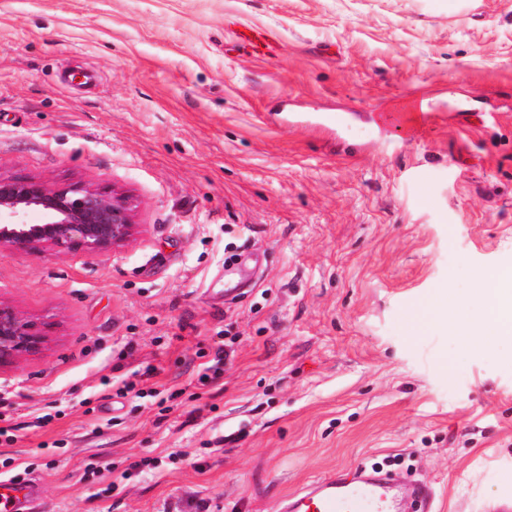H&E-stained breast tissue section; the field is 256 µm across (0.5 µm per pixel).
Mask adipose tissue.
<instances>
[{"label": "adipose tissue", "instance_id": "1", "mask_svg": "<svg viewBox=\"0 0 512 512\" xmlns=\"http://www.w3.org/2000/svg\"><path fill=\"white\" fill-rule=\"evenodd\" d=\"M474 282L472 300L479 313L466 327L464 342L469 349L482 351L512 337V269L476 272ZM457 304V296L448 289H435L410 318V331L417 334L430 327H456Z\"/></svg>", "mask_w": 512, "mask_h": 512}]
</instances>
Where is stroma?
Listing matches in <instances>:
<instances>
[{
    "mask_svg": "<svg viewBox=\"0 0 512 512\" xmlns=\"http://www.w3.org/2000/svg\"><path fill=\"white\" fill-rule=\"evenodd\" d=\"M0 174L115 187L138 226L0 248L48 338L0 369L36 512H272L372 465L430 512L512 499V340L407 328L512 267V0H0ZM459 298L445 288H437L426 298L422 308L410 318L408 325L414 335L429 327H457L454 310Z\"/></svg>",
    "mask_w": 512,
    "mask_h": 512,
    "instance_id": "35a3bbf8",
    "label": "stroma"
}]
</instances>
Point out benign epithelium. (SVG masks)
Returning <instances> with one entry per match:
<instances>
[{
  "label": "benign epithelium",
  "instance_id": "obj_1",
  "mask_svg": "<svg viewBox=\"0 0 512 512\" xmlns=\"http://www.w3.org/2000/svg\"><path fill=\"white\" fill-rule=\"evenodd\" d=\"M36 209L41 220H28ZM131 199L115 189L81 185L52 187L36 178L0 176V248L35 252L98 253L119 247L134 234ZM38 326L0 301V368L38 351Z\"/></svg>",
  "mask_w": 512,
  "mask_h": 512
}]
</instances>
